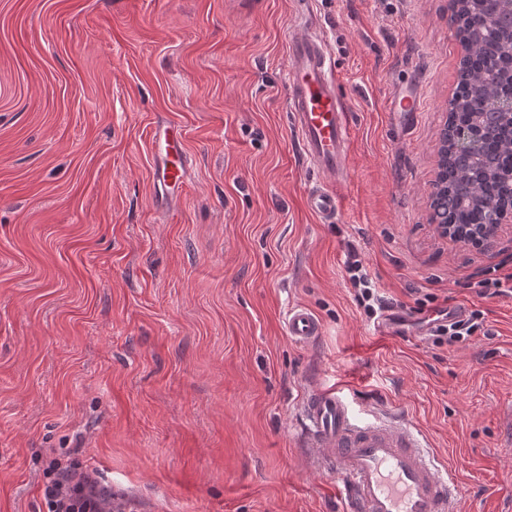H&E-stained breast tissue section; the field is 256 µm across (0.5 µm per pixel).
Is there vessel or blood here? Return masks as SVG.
Masks as SVG:
<instances>
[{"mask_svg":"<svg viewBox=\"0 0 512 512\" xmlns=\"http://www.w3.org/2000/svg\"><path fill=\"white\" fill-rule=\"evenodd\" d=\"M288 106L299 147L325 176L310 189L306 204L326 223L340 210V190L348 177L352 127L323 42L297 34L288 41ZM387 109L402 121L420 110L414 85L399 86ZM151 178L161 196L182 191L188 178L181 125L157 124L152 139ZM284 333L299 345L314 342L322 324L302 305L288 308ZM299 437L335 478L342 512H457L461 481L452 467H441L424 452L423 436L401 412L370 421L357 418L335 388L310 389L298 408Z\"/></svg>","mask_w":512,"mask_h":512,"instance_id":"obj_1","label":"vessel or blood"}]
</instances>
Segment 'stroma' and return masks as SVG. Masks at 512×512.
I'll list each match as a JSON object with an SVG mask.
<instances>
[{
    "label": "stroma",
    "mask_w": 512,
    "mask_h": 512,
    "mask_svg": "<svg viewBox=\"0 0 512 512\" xmlns=\"http://www.w3.org/2000/svg\"><path fill=\"white\" fill-rule=\"evenodd\" d=\"M449 0H0V512H46L49 455L95 468L128 512H341L296 434L305 388L396 409L456 468L463 512H512V223L491 247L430 214L463 48ZM313 32L353 127L335 223L288 112L289 38ZM421 109L386 110L403 83ZM185 130L189 179L158 198L150 133ZM381 295L480 310L453 346L375 333ZM321 336H285L288 306ZM363 266L358 259V255L354 249L351 250L349 259L346 264V272L349 280L356 288V301L369 317L377 314L382 315L385 311L391 310V305L387 304L380 295L372 282L368 279V275L362 271ZM373 286V287H372ZM497 268L492 270L484 271L482 278L478 281L470 283L469 288H476L475 293L478 296L486 297L489 296H501L506 294H512V274L501 277L496 272ZM283 330L289 340L299 345H308L321 336L322 324L309 308L294 305L285 314Z\"/></svg>",
    "instance_id": "35a3bbf8"
}]
</instances>
